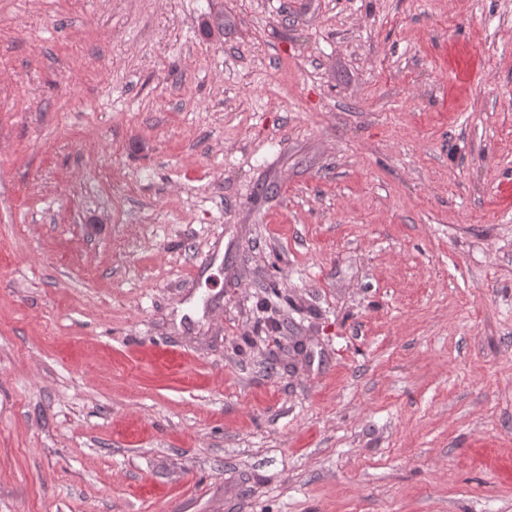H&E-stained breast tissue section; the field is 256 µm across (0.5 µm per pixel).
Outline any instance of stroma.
<instances>
[{
	"instance_id": "stroma-1",
	"label": "stroma",
	"mask_w": 512,
	"mask_h": 512,
	"mask_svg": "<svg viewBox=\"0 0 512 512\" xmlns=\"http://www.w3.org/2000/svg\"><path fill=\"white\" fill-rule=\"evenodd\" d=\"M512 0H0V512H512Z\"/></svg>"
}]
</instances>
